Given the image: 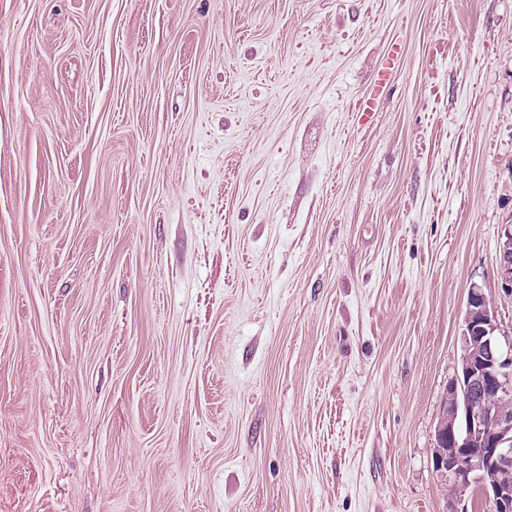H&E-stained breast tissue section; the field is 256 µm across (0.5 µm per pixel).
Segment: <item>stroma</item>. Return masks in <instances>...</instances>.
<instances>
[{
	"label": "stroma",
	"instance_id": "stroma-1",
	"mask_svg": "<svg viewBox=\"0 0 512 512\" xmlns=\"http://www.w3.org/2000/svg\"><path fill=\"white\" fill-rule=\"evenodd\" d=\"M508 224L512 0H0V512H448ZM400 56V45L393 43L383 64L373 72L369 91L354 104L353 112H357L362 122H369L378 112L381 92L391 82Z\"/></svg>",
	"mask_w": 512,
	"mask_h": 512
}]
</instances>
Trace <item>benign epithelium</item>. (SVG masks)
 <instances>
[{
	"mask_svg": "<svg viewBox=\"0 0 512 512\" xmlns=\"http://www.w3.org/2000/svg\"><path fill=\"white\" fill-rule=\"evenodd\" d=\"M497 276L512 293V225L499 248ZM461 374L448 383L435 431V468L458 496L476 487L493 512H512V332L497 323L491 298L472 287L461 334Z\"/></svg>",
	"mask_w": 512,
	"mask_h": 512,
	"instance_id": "benign-epithelium-1",
	"label": "benign epithelium"
}]
</instances>
